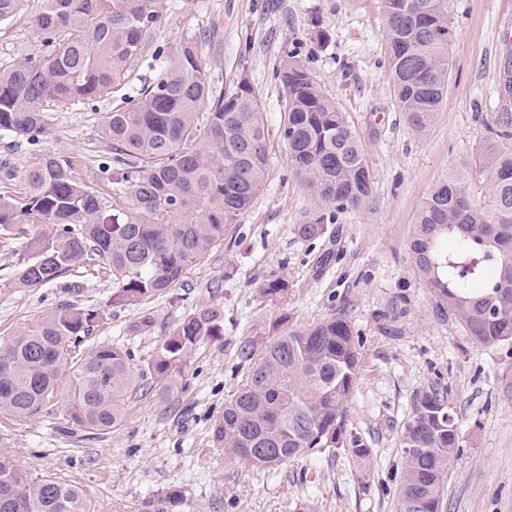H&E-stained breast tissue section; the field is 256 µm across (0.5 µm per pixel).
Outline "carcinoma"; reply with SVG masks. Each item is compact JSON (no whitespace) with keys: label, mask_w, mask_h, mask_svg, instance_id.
I'll return each instance as SVG.
<instances>
[{"label":"carcinoma","mask_w":512,"mask_h":512,"mask_svg":"<svg viewBox=\"0 0 512 512\" xmlns=\"http://www.w3.org/2000/svg\"><path fill=\"white\" fill-rule=\"evenodd\" d=\"M27 0H0V23ZM394 95L408 126L422 133L448 92L455 37L447 0H382ZM167 0H42L34 33L44 53L0 68V134L31 142L47 136L51 113L120 90L147 50ZM280 136L288 163L315 200L296 225L312 240L336 215L368 206L372 179L359 138L316 81L300 52L283 59ZM269 131L246 71L231 87L215 80L197 35L167 55L165 70L127 106L103 118L108 189L83 180L73 157L47 152L21 191L0 190V233L25 239L13 274L17 288H38L73 271L112 275L107 308L68 305L39 316L0 347V416L55 419L106 434L122 423L135 385L129 348L80 349L114 309L138 307L178 285L224 241V230L263 189ZM474 164L483 184L459 172L438 181L422 202L410 243L417 273L437 308L455 315L482 345L512 341V117L489 128ZM51 232L29 234L27 225ZM272 276L260 301L288 296ZM224 333V308L198 306L156 341L148 363L160 389L188 356ZM359 336L344 311L303 328L284 314L264 340L246 337L238 357L250 365L224 403L215 440L235 461L275 469L312 451L343 448L363 463L371 449L347 435L348 406L359 381ZM66 379L64 413L55 414ZM399 448V512H427L444 494L458 457L459 432L448 389L430 384L415 397ZM422 448V453H407ZM0 512H90L85 492L50 477L34 479L0 450Z\"/></svg>","instance_id":"obj_1"}]
</instances>
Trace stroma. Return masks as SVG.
Here are the masks:
<instances>
[{"instance_id":"obj_1","label":"stroma","mask_w":512,"mask_h":512,"mask_svg":"<svg viewBox=\"0 0 512 512\" xmlns=\"http://www.w3.org/2000/svg\"><path fill=\"white\" fill-rule=\"evenodd\" d=\"M455 29L452 70L439 112L426 134L399 111L387 61L381 0H168L155 40L164 49L185 33H204V55L232 85L246 72L259 93L269 129L266 186L224 232L209 259L146 308L114 313L84 338L127 346L136 367L191 308L224 307V334L196 349L168 390L138 387L112 433H62L47 420L23 425L0 418V448L32 476L81 487L92 512H398L403 460L398 445L417 391L448 389L460 432L441 512H512V341L481 346L454 316L438 311L419 279L410 250L416 213L449 171L475 155L512 97L502 96L512 60V0H447ZM41 0L0 23V66L39 53L32 23ZM329 37L316 42V29ZM306 56L321 88L357 131L373 181L369 206L339 214L326 233L300 238L295 227L313 202L291 170L280 138L284 90L276 71L289 50ZM146 52L128 84L111 100L56 112L37 142L0 135V175L23 188L27 171L47 151L74 156L85 181L101 183L105 147L99 126L122 98H134L164 64ZM19 242L0 238V344L46 311L105 305L112 277H70L40 288L12 283ZM287 279L288 298L260 301L270 276ZM345 310L359 334L360 379L348 406L347 430L372 450L367 467L344 449L315 452L274 470L248 469L225 456L213 432L224 404L248 374L240 342L262 336L288 315L305 327ZM151 328L134 331L142 312Z\"/></svg>"}]
</instances>
